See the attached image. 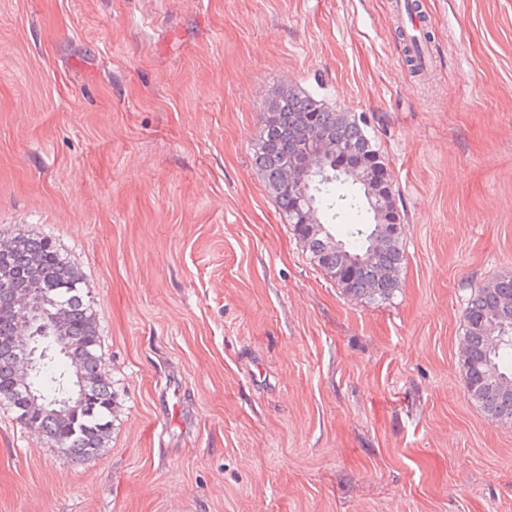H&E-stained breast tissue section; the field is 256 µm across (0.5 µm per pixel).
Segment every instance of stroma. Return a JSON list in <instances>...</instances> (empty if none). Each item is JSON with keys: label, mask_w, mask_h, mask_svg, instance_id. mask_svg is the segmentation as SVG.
<instances>
[{"label": "stroma", "mask_w": 512, "mask_h": 512, "mask_svg": "<svg viewBox=\"0 0 512 512\" xmlns=\"http://www.w3.org/2000/svg\"><path fill=\"white\" fill-rule=\"evenodd\" d=\"M0 0V235L81 272L115 409L63 457L0 405V512H512L464 388L468 289L512 273V0ZM364 116L404 225L344 295L253 160L272 93Z\"/></svg>", "instance_id": "stroma-1"}]
</instances>
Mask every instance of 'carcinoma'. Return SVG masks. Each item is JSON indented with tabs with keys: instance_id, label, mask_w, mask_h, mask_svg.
I'll return each instance as SVG.
<instances>
[{
	"instance_id": "obj_1",
	"label": "carcinoma",
	"mask_w": 512,
	"mask_h": 512,
	"mask_svg": "<svg viewBox=\"0 0 512 512\" xmlns=\"http://www.w3.org/2000/svg\"><path fill=\"white\" fill-rule=\"evenodd\" d=\"M315 134L343 145L349 155L328 163L330 178L311 182L309 196L315 198L319 221L305 224L302 191L288 182L287 169ZM253 158L281 218L312 264L351 298L389 301L400 288L403 237L379 231L375 223H360L347 225L338 239L320 221L334 220L345 209L359 213L365 205L366 191L356 186L349 168L374 178L375 206H394V197L386 195L391 182L385 156L363 119L332 110L301 90L278 94L263 114ZM338 164L344 170L336 171ZM0 281L46 291L52 313L37 328L42 342L59 344L37 362L31 390H22L13 337L29 329L16 317L11 293L0 288V402L10 406L19 423L64 449V456L95 458L109 441L114 393L102 373L96 310L83 276L51 238L17 233L0 237ZM463 322L466 391L493 423L512 427V274L469 288ZM493 336L503 337L496 348Z\"/></svg>"
}]
</instances>
